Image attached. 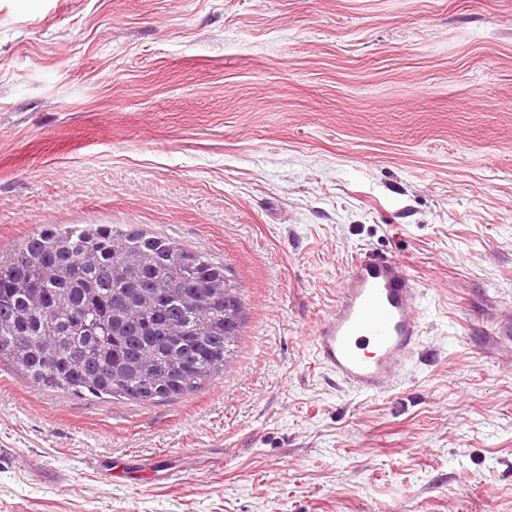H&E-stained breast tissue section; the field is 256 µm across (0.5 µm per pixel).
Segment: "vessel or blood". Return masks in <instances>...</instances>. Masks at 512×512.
<instances>
[{
    "label": "vessel or blood",
    "instance_id": "1",
    "mask_svg": "<svg viewBox=\"0 0 512 512\" xmlns=\"http://www.w3.org/2000/svg\"><path fill=\"white\" fill-rule=\"evenodd\" d=\"M417 293L405 262L369 253L359 258L314 331L318 364L352 392L385 393L394 372L419 353Z\"/></svg>",
    "mask_w": 512,
    "mask_h": 512
}]
</instances>
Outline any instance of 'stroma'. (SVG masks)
Instances as JSON below:
<instances>
[{"label": "stroma", "mask_w": 512, "mask_h": 512, "mask_svg": "<svg viewBox=\"0 0 512 512\" xmlns=\"http://www.w3.org/2000/svg\"><path fill=\"white\" fill-rule=\"evenodd\" d=\"M48 224L208 252L244 324L175 402L0 364V512H512V0H0V247ZM363 250L423 328L369 399L310 339Z\"/></svg>", "instance_id": "stroma-1"}]
</instances>
